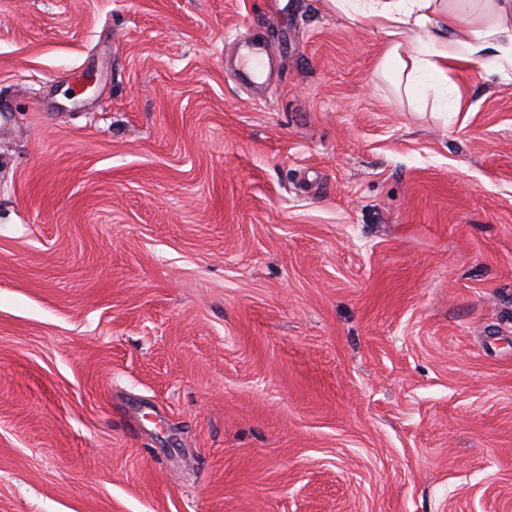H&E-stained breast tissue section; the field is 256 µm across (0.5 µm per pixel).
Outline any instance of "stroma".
I'll use <instances>...</instances> for the list:
<instances>
[{"label":"stroma","mask_w":512,"mask_h":512,"mask_svg":"<svg viewBox=\"0 0 512 512\" xmlns=\"http://www.w3.org/2000/svg\"><path fill=\"white\" fill-rule=\"evenodd\" d=\"M385 49L0 0V512H512V83Z\"/></svg>","instance_id":"obj_1"}]
</instances>
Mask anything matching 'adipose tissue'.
I'll list each match as a JSON object with an SVG mask.
<instances>
[{"instance_id":"obj_1","label":"adipose tissue","mask_w":512,"mask_h":512,"mask_svg":"<svg viewBox=\"0 0 512 512\" xmlns=\"http://www.w3.org/2000/svg\"><path fill=\"white\" fill-rule=\"evenodd\" d=\"M337 11L363 14L389 39L385 63L395 65L396 82L406 95H416L423 77L446 81L449 67L479 63L501 80L512 82V0H488L494 21L466 32L457 8L439 0H329ZM422 31L421 47H407L409 33Z\"/></svg>"}]
</instances>
